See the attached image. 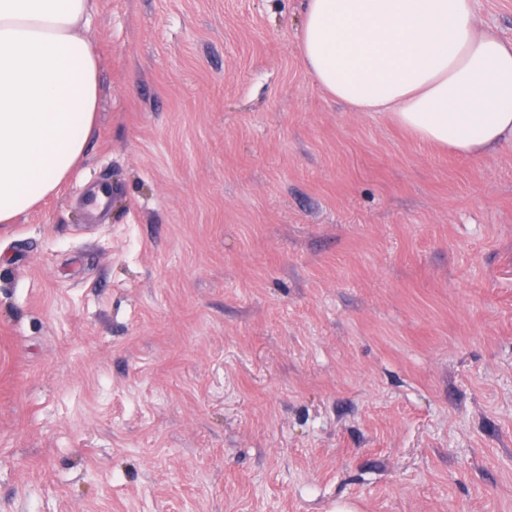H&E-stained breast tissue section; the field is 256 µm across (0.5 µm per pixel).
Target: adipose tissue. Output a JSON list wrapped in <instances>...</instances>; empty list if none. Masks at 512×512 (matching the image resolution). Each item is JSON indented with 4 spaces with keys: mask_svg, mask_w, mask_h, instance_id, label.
<instances>
[{
    "mask_svg": "<svg viewBox=\"0 0 512 512\" xmlns=\"http://www.w3.org/2000/svg\"><path fill=\"white\" fill-rule=\"evenodd\" d=\"M92 0H0V224L78 169L99 64L77 36ZM474 0H306L298 54L326 94L388 112L466 156L512 144V41L477 31Z\"/></svg>",
    "mask_w": 512,
    "mask_h": 512,
    "instance_id": "adipose-tissue-1",
    "label": "adipose tissue"
}]
</instances>
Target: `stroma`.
Listing matches in <instances>:
<instances>
[{"mask_svg": "<svg viewBox=\"0 0 512 512\" xmlns=\"http://www.w3.org/2000/svg\"><path fill=\"white\" fill-rule=\"evenodd\" d=\"M303 9L94 0L86 158L0 224V512H512V145L337 102Z\"/></svg>", "mask_w": 512, "mask_h": 512, "instance_id": "obj_1", "label": "stroma"}]
</instances>
